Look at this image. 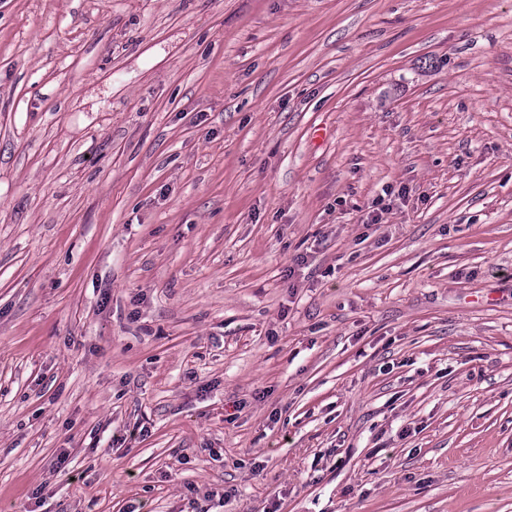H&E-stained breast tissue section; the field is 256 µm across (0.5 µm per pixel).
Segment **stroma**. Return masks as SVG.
Here are the masks:
<instances>
[{
	"instance_id": "stroma-1",
	"label": "stroma",
	"mask_w": 512,
	"mask_h": 512,
	"mask_svg": "<svg viewBox=\"0 0 512 512\" xmlns=\"http://www.w3.org/2000/svg\"><path fill=\"white\" fill-rule=\"evenodd\" d=\"M0 512H512V0H0Z\"/></svg>"
}]
</instances>
